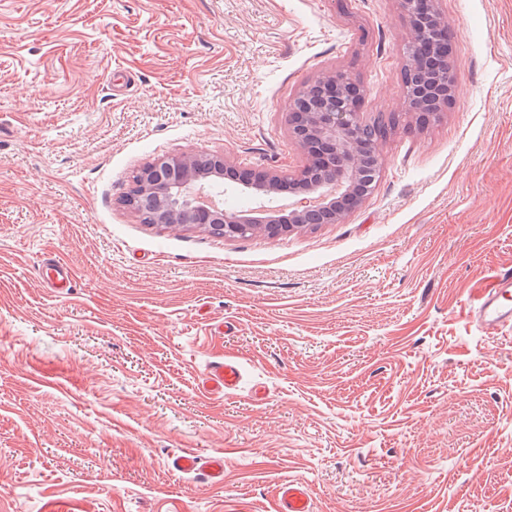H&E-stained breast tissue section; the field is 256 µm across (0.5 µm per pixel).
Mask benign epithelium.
Instances as JSON below:
<instances>
[{
    "label": "benign epithelium",
    "instance_id": "obj_1",
    "mask_svg": "<svg viewBox=\"0 0 512 512\" xmlns=\"http://www.w3.org/2000/svg\"><path fill=\"white\" fill-rule=\"evenodd\" d=\"M431 6L422 7L421 0H403L412 17L409 43L414 45L424 37L432 20L437 17ZM420 111L430 112L442 98L453 96L452 78L439 82L425 77L412 91ZM359 91L348 86L345 74L323 72L307 83L295 102L303 105L300 120L292 125L297 144L308 159L334 164L340 174L331 182L308 183L296 187L300 175L290 178L270 171L232 169L222 154L204 159L195 153L166 156L157 159L141 173L142 196L151 205L155 223L168 226L190 224H222L224 238H239L248 232L271 235L295 224L310 223L324 212L342 211L359 206L373 191L376 175L384 160L378 150L371 151L372 161L358 148L352 135L361 125L356 98ZM302 194L300 204L285 209L270 202L280 192L290 189ZM236 190L261 192L263 200L252 210L234 211L220 207L217 198Z\"/></svg>",
    "mask_w": 512,
    "mask_h": 512
}]
</instances>
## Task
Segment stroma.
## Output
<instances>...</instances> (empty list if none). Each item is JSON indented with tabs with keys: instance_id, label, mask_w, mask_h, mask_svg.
Wrapping results in <instances>:
<instances>
[{
	"instance_id": "obj_1",
	"label": "stroma",
	"mask_w": 512,
	"mask_h": 512,
	"mask_svg": "<svg viewBox=\"0 0 512 512\" xmlns=\"http://www.w3.org/2000/svg\"><path fill=\"white\" fill-rule=\"evenodd\" d=\"M438 9L452 104L363 204L227 241L142 223L133 175L301 169L289 105L326 71L410 121L401 0H0V512H272L289 480L315 512H512V326L470 314L512 273V0ZM241 380V373L235 359L224 356L208 365L201 377L202 388L210 394L224 395L235 390ZM170 468L177 473L201 470L205 473L210 485L219 486L224 483V458L222 456H211L202 461L195 452L184 450L170 458Z\"/></svg>"
}]
</instances>
